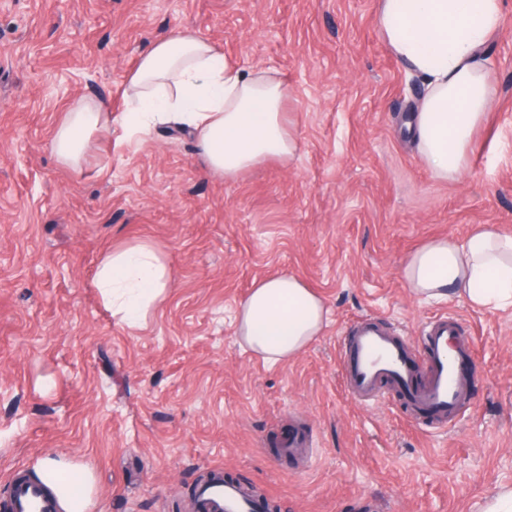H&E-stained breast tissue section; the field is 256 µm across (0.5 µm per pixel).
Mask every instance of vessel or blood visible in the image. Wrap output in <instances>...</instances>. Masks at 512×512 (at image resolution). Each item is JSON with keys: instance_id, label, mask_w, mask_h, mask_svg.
<instances>
[{"instance_id": "1", "label": "vessel or blood", "mask_w": 512, "mask_h": 512, "mask_svg": "<svg viewBox=\"0 0 512 512\" xmlns=\"http://www.w3.org/2000/svg\"><path fill=\"white\" fill-rule=\"evenodd\" d=\"M472 349L457 319L441 316L422 330L421 345L394 330L363 320L353 324L344 343V386L353 398L371 400L386 389L399 391L412 413L452 420L465 397ZM205 512H264L259 498H247L233 481L200 493ZM11 512H57L50 494L37 484H15Z\"/></svg>"}]
</instances>
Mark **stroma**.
<instances>
[{
  "instance_id": "stroma-1",
  "label": "stroma",
  "mask_w": 512,
  "mask_h": 512,
  "mask_svg": "<svg viewBox=\"0 0 512 512\" xmlns=\"http://www.w3.org/2000/svg\"><path fill=\"white\" fill-rule=\"evenodd\" d=\"M377 0H0V503L56 459L93 479L87 512H193L210 473L277 512H481L512 487V311L413 296L407 257L474 226L512 234V0L489 55L496 93L460 180L415 154L422 88L381 40ZM182 27L288 85L298 142L234 180L200 163L193 133L120 125L77 174L51 150L69 104L113 115L139 55ZM147 240L173 286L144 325L118 324L94 287L113 247ZM302 277L329 321L270 365L234 314L262 278ZM452 316L474 339L452 424L387 391L354 402L342 340L369 319L415 339ZM300 427L312 447L275 451Z\"/></svg>"
}]
</instances>
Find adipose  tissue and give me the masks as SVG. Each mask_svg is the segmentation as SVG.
I'll list each match as a JSON object with an SVG mask.
<instances>
[{
	"instance_id": "obj_1",
	"label": "adipose tissue",
	"mask_w": 512,
	"mask_h": 512,
	"mask_svg": "<svg viewBox=\"0 0 512 512\" xmlns=\"http://www.w3.org/2000/svg\"><path fill=\"white\" fill-rule=\"evenodd\" d=\"M503 12L504 0H378L381 38L423 88L408 123L414 150L441 180L461 177L486 120L495 94L488 44ZM288 96L273 69L231 63L218 44L182 28L139 56L120 122L129 136L140 137L154 123L175 119L193 131L204 166L231 180L266 160L295 155ZM112 122L102 101L72 102L51 141L58 162L81 170ZM401 275L426 300L454 294L476 309L511 308L512 235L482 224L465 242L429 240L409 255ZM94 286L117 322L133 327L171 288L172 271L161 250L140 240L106 254ZM327 315L324 300L304 280L283 273L256 283L240 302L236 333L246 349L276 365L321 336Z\"/></svg>"
}]
</instances>
